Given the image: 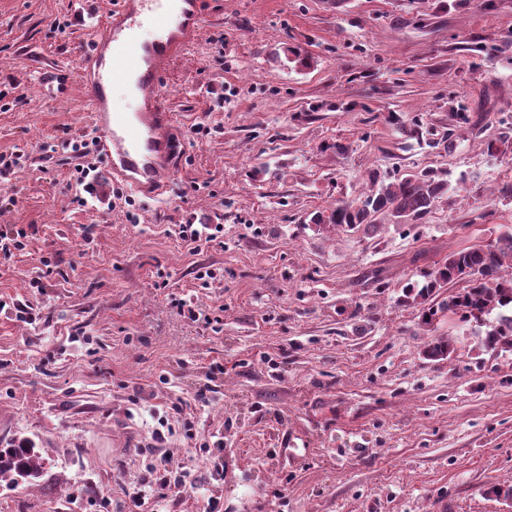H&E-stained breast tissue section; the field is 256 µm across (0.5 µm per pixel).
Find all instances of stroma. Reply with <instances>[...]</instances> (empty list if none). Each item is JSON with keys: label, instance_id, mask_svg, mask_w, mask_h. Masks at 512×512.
<instances>
[{"label": "stroma", "instance_id": "obj_1", "mask_svg": "<svg viewBox=\"0 0 512 512\" xmlns=\"http://www.w3.org/2000/svg\"><path fill=\"white\" fill-rule=\"evenodd\" d=\"M200 2L162 84L185 145L164 200L113 193L94 153L103 194L81 206L77 48L92 30L71 0H0V153H24L0 179V231L27 233L0 256V448L26 438L45 462L32 481L0 477V512H119L176 402L196 435H168V467L224 479L145 512H512L486 492L512 484V354L455 318L437 331L458 356L425 360L418 310L398 301L512 226L498 193L512 142L497 140L512 47L490 65L475 50L512 44V0ZM292 46L309 66L284 60ZM395 114L453 129L451 146L403 138ZM424 168L450 185L426 223L308 221L363 197L371 171ZM180 224L223 231L192 251Z\"/></svg>", "mask_w": 512, "mask_h": 512}]
</instances>
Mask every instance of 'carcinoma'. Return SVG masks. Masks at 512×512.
<instances>
[{
  "instance_id": "obj_1",
  "label": "carcinoma",
  "mask_w": 512,
  "mask_h": 512,
  "mask_svg": "<svg viewBox=\"0 0 512 512\" xmlns=\"http://www.w3.org/2000/svg\"><path fill=\"white\" fill-rule=\"evenodd\" d=\"M394 123L407 138L423 137V121L414 116L408 121L394 117ZM372 191L359 201L339 199L329 208L318 211L311 223L341 228L344 231L368 232L376 223L422 224L449 191L442 171L423 169L402 174L392 181L370 176ZM512 231L500 232L491 247L472 245L448 254L419 287L413 283L402 289V302L420 308V325L431 328L446 316H457L472 324L479 349L497 355L512 354ZM463 282L466 287L449 295L441 289ZM458 341L434 336L421 348L423 358L441 362L458 355ZM42 460L27 441L0 450V476L16 475L21 479L39 477Z\"/></svg>"
}]
</instances>
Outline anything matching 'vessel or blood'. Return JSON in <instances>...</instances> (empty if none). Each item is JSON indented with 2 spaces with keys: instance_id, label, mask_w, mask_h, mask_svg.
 <instances>
[{
  "instance_id": "obj_1",
  "label": "vessel or blood",
  "mask_w": 512,
  "mask_h": 512,
  "mask_svg": "<svg viewBox=\"0 0 512 512\" xmlns=\"http://www.w3.org/2000/svg\"><path fill=\"white\" fill-rule=\"evenodd\" d=\"M200 0H113L82 52L80 87L114 182L150 198L163 195L176 157L174 115L161 92L173 61L193 42ZM134 82L136 106H112L115 77Z\"/></svg>"
}]
</instances>
